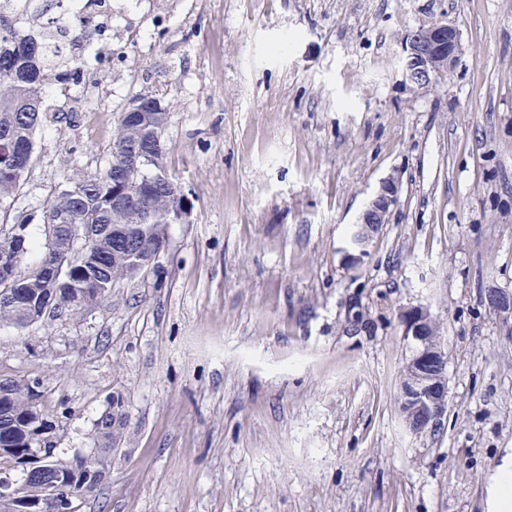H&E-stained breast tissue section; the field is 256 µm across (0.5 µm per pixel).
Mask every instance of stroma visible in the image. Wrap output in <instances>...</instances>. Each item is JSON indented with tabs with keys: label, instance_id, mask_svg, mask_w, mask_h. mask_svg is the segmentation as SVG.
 <instances>
[{
	"label": "stroma",
	"instance_id": "stroma-1",
	"mask_svg": "<svg viewBox=\"0 0 512 512\" xmlns=\"http://www.w3.org/2000/svg\"><path fill=\"white\" fill-rule=\"evenodd\" d=\"M112 61L47 98L13 214L103 171L135 94L170 110L164 166L191 205L156 264L77 316L0 325V380L39 384L59 448L128 422L79 512H486L512 448V0H112ZM453 24L436 85L402 42ZM400 194L358 260L350 232ZM448 355L441 433L410 435L399 318ZM400 182L391 177L385 180L376 195L361 214L354 235L357 245L363 246L382 224H386L390 209L397 202ZM122 401L119 397H113L110 409L95 423L93 434L91 439L93 441V447L98 448L102 453L112 454L116 442L121 434V431L125 428L127 422L126 413L123 410L115 411L121 408Z\"/></svg>",
	"mask_w": 512,
	"mask_h": 512
}]
</instances>
